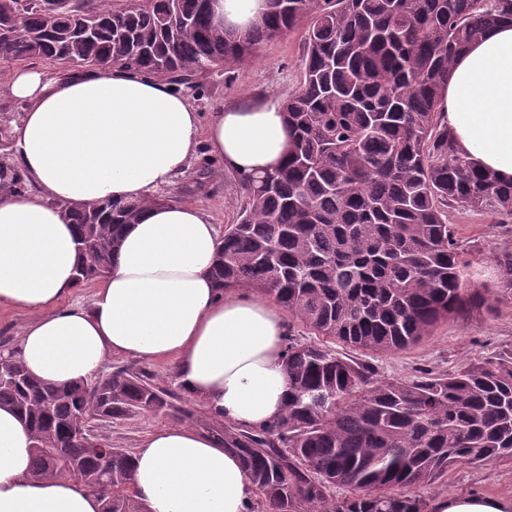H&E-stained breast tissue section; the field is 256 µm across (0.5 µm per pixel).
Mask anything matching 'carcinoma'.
<instances>
[{
    "label": "carcinoma",
    "mask_w": 512,
    "mask_h": 512,
    "mask_svg": "<svg viewBox=\"0 0 512 512\" xmlns=\"http://www.w3.org/2000/svg\"><path fill=\"white\" fill-rule=\"evenodd\" d=\"M47 2L0 0V59L128 67L190 88L305 24L303 78L282 101L286 161L241 175L246 203L212 276L274 301L323 341L287 336L288 400L259 428L198 416L145 371L59 388L8 356L0 405L33 438L34 477L83 482L101 512H147L132 453L95 433L144 414L189 423L236 454L255 496L249 512H430L420 491L454 467L512 462V351L401 379L334 348L405 350L484 305L489 289L469 279L448 214L512 217V184L458 151L442 104L453 59L512 0H266L265 17L240 35L214 21L210 0ZM139 210L110 196L68 209L83 256L77 284L111 267ZM495 266L494 287L511 291L512 243Z\"/></svg>",
    "instance_id": "cac0c4a2"
}]
</instances>
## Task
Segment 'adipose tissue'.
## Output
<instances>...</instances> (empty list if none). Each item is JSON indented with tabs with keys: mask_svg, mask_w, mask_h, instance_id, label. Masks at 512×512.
Listing matches in <instances>:
<instances>
[{
	"mask_svg": "<svg viewBox=\"0 0 512 512\" xmlns=\"http://www.w3.org/2000/svg\"><path fill=\"white\" fill-rule=\"evenodd\" d=\"M216 21L239 31L264 0H215ZM26 109L0 162V307L26 312L14 356L54 386L87 382L112 356L169 361L188 397L208 415L258 427L288 397L282 363L288 325L246 288L219 290L211 268L220 239L207 212L159 202L185 174L199 143L225 168L259 175L288 151L280 100L245 98L208 121L165 79L132 68L86 67L57 78L8 71ZM443 121L458 150L512 181V22L473 41L448 75ZM29 190L14 194L17 178ZM136 200L110 270L88 304L73 305L81 254L67 206L105 196ZM33 440L0 406V512H100L97 492L73 478L32 475ZM136 498L149 512H247L252 487L238 457L188 425L154 430L136 448ZM432 512H512V497L441 495Z\"/></svg>",
	"mask_w": 512,
	"mask_h": 512,
	"instance_id": "adipose-tissue-1",
	"label": "adipose tissue"
}]
</instances>
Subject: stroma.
Masks as SVG:
<instances>
[{"mask_svg":"<svg viewBox=\"0 0 512 512\" xmlns=\"http://www.w3.org/2000/svg\"><path fill=\"white\" fill-rule=\"evenodd\" d=\"M304 28L264 44L258 58L234 67L215 69L198 87L185 94L201 117L218 111L248 93H268L279 99L293 94L302 79ZM159 199L189 202L204 207L218 230L236 223L246 198L238 173L211 158L199 145L190 171L176 177L158 192ZM457 242L480 282L491 285L486 304L471 317L437 326L418 345L388 355L372 356V363L388 378H407L417 369L438 367L454 370L465 361L512 349V292L493 287V257L499 247L512 241V218H491L464 208L450 215ZM162 415L145 414L100 426V434L114 445L135 449L150 432L169 426ZM447 494L480 492L512 497V463L463 465L448 473Z\"/></svg>","mask_w":512,"mask_h":512,"instance_id":"1","label":"stroma"}]
</instances>
